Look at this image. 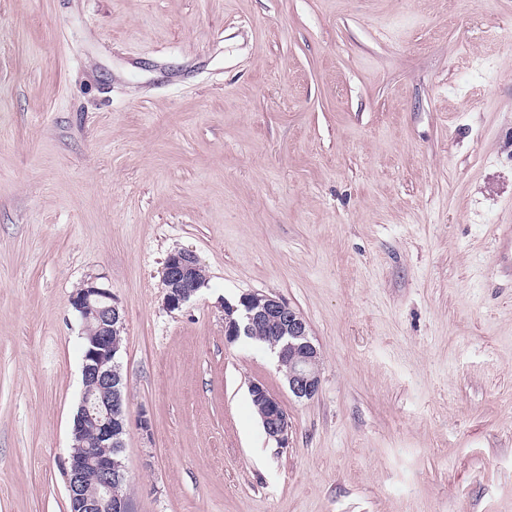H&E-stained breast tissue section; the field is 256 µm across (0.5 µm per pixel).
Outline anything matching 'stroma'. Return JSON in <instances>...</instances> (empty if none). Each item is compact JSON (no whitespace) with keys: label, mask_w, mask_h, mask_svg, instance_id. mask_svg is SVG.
I'll list each match as a JSON object with an SVG mask.
<instances>
[{"label":"stroma","mask_w":512,"mask_h":512,"mask_svg":"<svg viewBox=\"0 0 512 512\" xmlns=\"http://www.w3.org/2000/svg\"><path fill=\"white\" fill-rule=\"evenodd\" d=\"M505 28L512 0H0V512H69L93 276L150 419L132 512H512ZM175 250L207 284L171 311ZM247 293L309 322L315 398L226 341ZM249 394L257 408L265 434L275 440L279 447H287L289 420L281 401L259 382L250 384Z\"/></svg>","instance_id":"35a3bbf8"}]
</instances>
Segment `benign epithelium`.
Wrapping results in <instances>:
<instances>
[{
  "label": "benign epithelium",
  "mask_w": 512,
  "mask_h": 512,
  "mask_svg": "<svg viewBox=\"0 0 512 512\" xmlns=\"http://www.w3.org/2000/svg\"><path fill=\"white\" fill-rule=\"evenodd\" d=\"M199 259L191 251L170 253L164 263V303L179 310L200 291ZM69 304L78 313L88 342L81 359L83 393L71 429L70 453L65 463L68 492L75 512H131L126 494L129 476L115 460L125 450L128 432V402L118 362L117 339L126 315L112 293L90 277L73 292ZM244 314L239 321H224L228 342L238 340L256 323L273 327L282 341L278 352L279 370L290 393L299 400L314 398L321 388L320 352L311 340L308 321L283 300L259 293L240 297ZM249 394L257 408L265 434L279 447L288 445L289 420L281 401L264 384L253 382ZM94 434V446L85 443V434ZM93 471L97 485L86 488L85 476Z\"/></svg>",
  "instance_id": "7a95c632"
}]
</instances>
